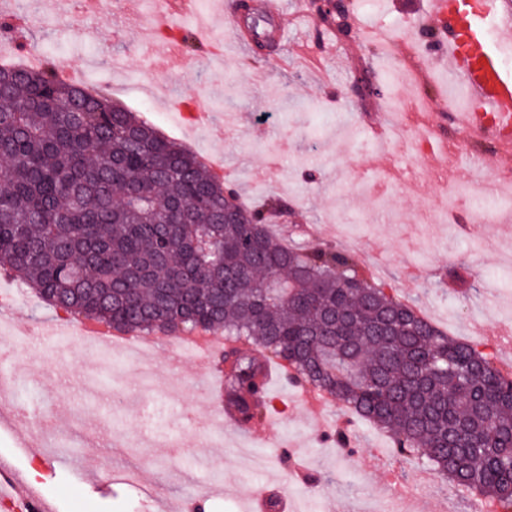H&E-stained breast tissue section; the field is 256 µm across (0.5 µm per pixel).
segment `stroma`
Returning <instances> with one entry per match:
<instances>
[{"label":"stroma","mask_w":512,"mask_h":512,"mask_svg":"<svg viewBox=\"0 0 512 512\" xmlns=\"http://www.w3.org/2000/svg\"><path fill=\"white\" fill-rule=\"evenodd\" d=\"M225 0H198L193 17L158 21L149 0L138 12L77 19L72 0H0V16L30 14L40 24L20 62L34 52L73 68L90 91L138 112L162 135L197 155L224 156V182L248 210L272 215L278 241L295 238L335 246L350 254L371 283L412 306L440 331L512 362V203L501 204L481 224L472 222L469 186L496 191L484 167L468 155L465 136L448 124L426 125L410 103L412 89L435 96L448 72L424 56L401 63L399 42H366L360 28L411 32L428 25V0H343L350 29L321 21L313 0H283L288 37L255 50L233 35ZM206 17L212 46L148 63L145 51L164 52V30L196 31ZM212 126L192 125L198 107ZM453 222L440 223L441 209ZM6 308L26 324L49 325L56 311L31 288L0 272ZM110 349L71 347L63 370L36 359L22 361L20 384L39 412L36 435L68 424L84 443L86 472L54 467L28 449L13 425L0 423V498L10 480L44 498L53 512H161L149 489L163 485L182 512H245L243 483L264 478L287 512L360 508L366 496L391 493L390 472L413 479L420 464L400 456L386 434L336 408L327 429L296 403L290 382L276 383L272 409L244 433L227 425L202 430L217 419L219 401L189 382L195 364L173 348L152 353L150 375L136 367L116 371L115 390H139L164 421L140 424L141 407L89 396L93 367ZM348 428L349 451L337 441ZM222 446L221 470H212L209 447ZM203 479V497H184L183 477ZM472 498L433 478L431 493L409 512H470Z\"/></svg>","instance_id":"1"}]
</instances>
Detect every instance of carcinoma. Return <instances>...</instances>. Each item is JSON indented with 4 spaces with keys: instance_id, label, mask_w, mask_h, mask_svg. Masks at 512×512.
<instances>
[{
    "instance_id": "cac0c4a2",
    "label": "carcinoma",
    "mask_w": 512,
    "mask_h": 512,
    "mask_svg": "<svg viewBox=\"0 0 512 512\" xmlns=\"http://www.w3.org/2000/svg\"><path fill=\"white\" fill-rule=\"evenodd\" d=\"M0 269L59 311L137 333L220 330L224 406L267 416L261 364L512 512V374L358 274L284 246L196 155L111 99L0 66Z\"/></svg>"
}]
</instances>
